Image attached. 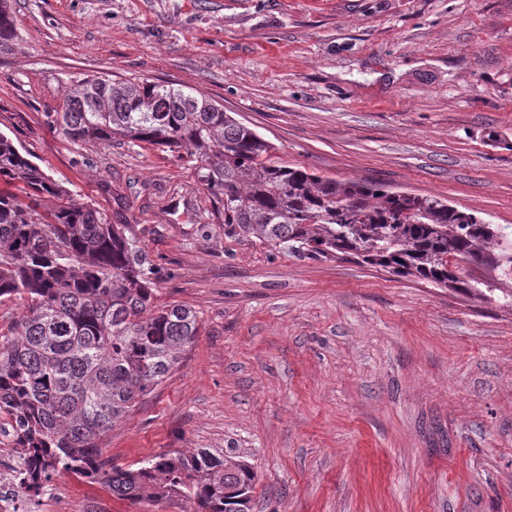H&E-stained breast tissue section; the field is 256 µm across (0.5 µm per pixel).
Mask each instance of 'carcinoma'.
<instances>
[{
    "label": "carcinoma",
    "instance_id": "1",
    "mask_svg": "<svg viewBox=\"0 0 512 512\" xmlns=\"http://www.w3.org/2000/svg\"><path fill=\"white\" fill-rule=\"evenodd\" d=\"M15 39L0 0V50ZM52 123L72 142L120 138L173 153L223 202L224 235L295 256L350 255L371 267L512 306V230L442 199L290 165L274 145L188 87L74 81ZM45 196L54 206L45 208ZM465 257L493 275L461 279ZM157 272L129 225L77 202L0 132V298L28 310L0 339V414L44 481L68 474L112 495L250 512L257 474L207 449L164 451L137 468L102 458L101 438L166 382L197 340V312L156 303Z\"/></svg>",
    "mask_w": 512,
    "mask_h": 512
}]
</instances>
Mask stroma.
<instances>
[{
	"mask_svg": "<svg viewBox=\"0 0 512 512\" xmlns=\"http://www.w3.org/2000/svg\"><path fill=\"white\" fill-rule=\"evenodd\" d=\"M0 130L131 225L200 336L101 440L127 466L206 448L251 512H512V308L354 258L225 236L193 168L51 122L73 80L199 90L320 175L512 227V0H9Z\"/></svg>",
	"mask_w": 512,
	"mask_h": 512,
	"instance_id": "stroma-1",
	"label": "stroma"
}]
</instances>
